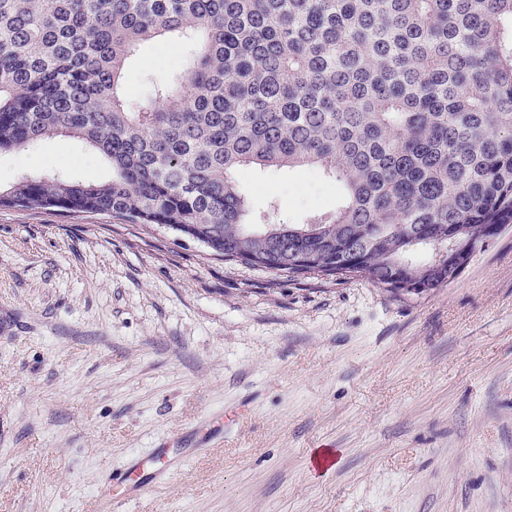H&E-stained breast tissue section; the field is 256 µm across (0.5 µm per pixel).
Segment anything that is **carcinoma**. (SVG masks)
<instances>
[{"label":"carcinoma","instance_id":"cac0c4a2","mask_svg":"<svg viewBox=\"0 0 512 512\" xmlns=\"http://www.w3.org/2000/svg\"><path fill=\"white\" fill-rule=\"evenodd\" d=\"M183 67L128 103L141 47ZM66 137L103 182L0 187V207L162 226L227 263L379 288L459 277L512 227V0H0V154ZM308 167L342 189L297 224L238 173Z\"/></svg>","mask_w":512,"mask_h":512}]
</instances>
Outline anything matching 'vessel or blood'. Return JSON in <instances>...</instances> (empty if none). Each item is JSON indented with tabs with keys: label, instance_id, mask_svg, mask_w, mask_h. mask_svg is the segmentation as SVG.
<instances>
[{
	"label": "vessel or blood",
	"instance_id": "1",
	"mask_svg": "<svg viewBox=\"0 0 512 512\" xmlns=\"http://www.w3.org/2000/svg\"><path fill=\"white\" fill-rule=\"evenodd\" d=\"M179 464L177 457L171 455L168 449H155L151 456L135 461L134 470L144 472L143 480H134L127 473L116 472L104 480L97 496L101 512H111L114 490H121L123 497H132L143 493L149 486L168 475Z\"/></svg>",
	"mask_w": 512,
	"mask_h": 512
}]
</instances>
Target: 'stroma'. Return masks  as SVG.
I'll use <instances>...</instances> for the list:
<instances>
[{
    "mask_svg": "<svg viewBox=\"0 0 512 512\" xmlns=\"http://www.w3.org/2000/svg\"><path fill=\"white\" fill-rule=\"evenodd\" d=\"M185 54L147 43L126 100ZM52 171L108 175L63 137L0 155L1 186ZM239 180L255 213L292 222L341 199L309 168ZM161 447L181 466L116 512H512V229L400 300L228 264L155 225L0 208V512H95L106 470Z\"/></svg>",
    "mask_w": 512,
    "mask_h": 512,
    "instance_id": "obj_1",
    "label": "stroma"
}]
</instances>
